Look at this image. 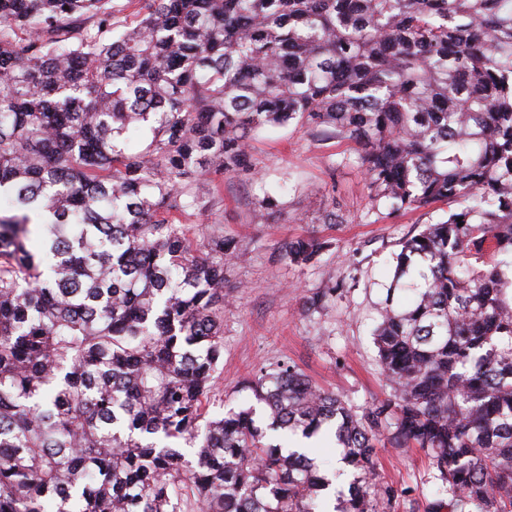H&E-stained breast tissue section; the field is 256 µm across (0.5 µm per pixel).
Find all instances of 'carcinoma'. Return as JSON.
<instances>
[{
    "mask_svg": "<svg viewBox=\"0 0 512 512\" xmlns=\"http://www.w3.org/2000/svg\"><path fill=\"white\" fill-rule=\"evenodd\" d=\"M127 7L0 0V512H329L326 471L268 430L333 433L335 512H381L406 494L376 478L385 429L448 512H512V0ZM295 119L361 145L373 205L460 207L396 256L389 398L357 414L282 363L249 382L264 431L209 411L224 240L182 217Z\"/></svg>",
    "mask_w": 512,
    "mask_h": 512,
    "instance_id": "cac0c4a2",
    "label": "carcinoma"
}]
</instances>
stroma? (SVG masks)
I'll list each match as a JSON object with an SVG mask.
<instances>
[{
    "label": "stroma",
    "mask_w": 512,
    "mask_h": 512,
    "mask_svg": "<svg viewBox=\"0 0 512 512\" xmlns=\"http://www.w3.org/2000/svg\"><path fill=\"white\" fill-rule=\"evenodd\" d=\"M358 146L291 126L265 131L252 144L256 174L215 176L202 189L221 223L189 224L234 244L224 268V353L210 409L253 405L246 384L277 363L295 365L354 410L388 398L372 331L406 238L445 217L446 205L394 212L372 207ZM297 238L323 243L307 265L288 261ZM380 481L407 489L393 512L433 499L437 472L422 451L382 444Z\"/></svg>",
    "instance_id": "stroma-1"
}]
</instances>
